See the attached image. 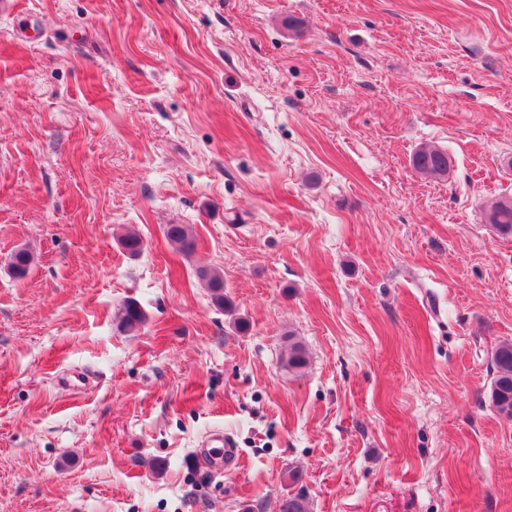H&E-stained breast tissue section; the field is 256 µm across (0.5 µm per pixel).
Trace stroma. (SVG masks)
Instances as JSON below:
<instances>
[{"label":"stroma","mask_w":512,"mask_h":512,"mask_svg":"<svg viewBox=\"0 0 512 512\" xmlns=\"http://www.w3.org/2000/svg\"><path fill=\"white\" fill-rule=\"evenodd\" d=\"M424 145L447 177L413 170ZM510 158L512 0H16L0 512H277L299 489L311 512H512L488 399L512 237L483 210L512 197ZM217 431L240 459L209 474ZM452 160L448 153L435 146H422L411 157V166L419 174L431 178L448 176ZM164 236L167 241L174 244L179 251L189 255L195 249V240L187 224L166 225ZM196 275L201 284L206 288L211 296L212 302L224 312H231L233 305L229 296L224 293V277L216 269L201 266L196 270ZM146 314L136 300H126L118 316V328L124 333H137L145 324ZM288 343V354L282 361V367L288 372L298 373L307 366L308 353L301 342L291 341L288 337Z\"/></svg>","instance_id":"35a3bbf8"}]
</instances>
